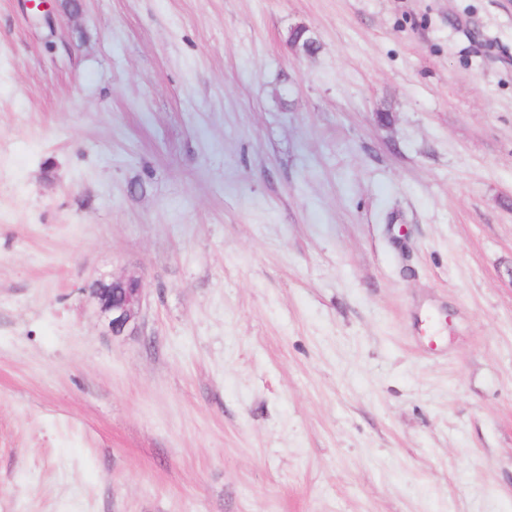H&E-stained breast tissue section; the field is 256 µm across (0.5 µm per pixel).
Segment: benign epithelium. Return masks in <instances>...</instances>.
Listing matches in <instances>:
<instances>
[{"label":"benign epithelium","instance_id":"1","mask_svg":"<svg viewBox=\"0 0 512 512\" xmlns=\"http://www.w3.org/2000/svg\"><path fill=\"white\" fill-rule=\"evenodd\" d=\"M100 312L114 335L133 327L140 314L144 294L136 279L98 280L94 289Z\"/></svg>","mask_w":512,"mask_h":512}]
</instances>
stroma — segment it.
I'll list each match as a JSON object with an SVG mask.
<instances>
[{"label": "stroma", "mask_w": 512, "mask_h": 512, "mask_svg": "<svg viewBox=\"0 0 512 512\" xmlns=\"http://www.w3.org/2000/svg\"><path fill=\"white\" fill-rule=\"evenodd\" d=\"M51 8L0 0V512H512V6ZM94 288L100 312L108 319L112 335L134 327L140 314L144 294L136 279L98 280Z\"/></svg>", "instance_id": "35a3bbf8"}]
</instances>
